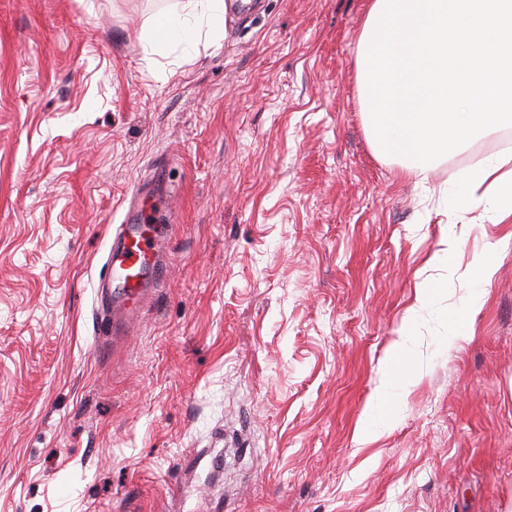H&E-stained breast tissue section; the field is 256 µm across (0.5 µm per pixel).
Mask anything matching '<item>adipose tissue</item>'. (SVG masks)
Segmentation results:
<instances>
[{"instance_id": "obj_1", "label": "adipose tissue", "mask_w": 512, "mask_h": 512, "mask_svg": "<svg viewBox=\"0 0 512 512\" xmlns=\"http://www.w3.org/2000/svg\"><path fill=\"white\" fill-rule=\"evenodd\" d=\"M226 4L224 0H177L171 8L156 13L145 35L151 50L176 45L185 53H195L202 37L218 38L224 29ZM446 200L451 208L479 207L493 223L512 220V146L502 147L472 167L464 181L450 189ZM463 241L455 231H448L439 242V248L427 260L425 268L416 275L415 302L403 320L404 338L412 336L419 320L430 313L444 280L449 259L462 247ZM477 275L463 303V314L444 327L445 342L452 343L470 328L474 313L482 302L481 287L489 283L497 264L491 253L476 258ZM414 379L399 380L396 372H389L380 384L376 404L366 416L361 437L368 438L389 425L395 417V400L404 398Z\"/></svg>"}]
</instances>
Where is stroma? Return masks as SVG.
I'll return each mask as SVG.
<instances>
[{
	"label": "stroma",
	"instance_id": "1",
	"mask_svg": "<svg viewBox=\"0 0 512 512\" xmlns=\"http://www.w3.org/2000/svg\"><path fill=\"white\" fill-rule=\"evenodd\" d=\"M174 2L0 0V512H512V223L459 212L448 293L400 336L446 230L425 204L512 126L419 187L366 132L368 0L231 5L219 45L146 58ZM139 183L170 275L104 336L98 274ZM399 341L421 379L363 442ZM495 249L496 247L492 250L486 251L475 260L477 275L473 281V286L463 303L464 313L461 315V318H455L449 324L448 321L445 322L444 332L441 336H444L445 344L448 342V348L453 346L455 340L459 336L468 334L465 332V329H470L473 314L481 306V285L489 283L497 271V264L492 257Z\"/></svg>",
	"mask_w": 512,
	"mask_h": 512
}]
</instances>
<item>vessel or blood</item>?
I'll return each instance as SVG.
<instances>
[{"label": "vessel or blood", "instance_id": "obj_1", "mask_svg": "<svg viewBox=\"0 0 512 512\" xmlns=\"http://www.w3.org/2000/svg\"><path fill=\"white\" fill-rule=\"evenodd\" d=\"M160 239V233L148 232L138 211H127L99 272L104 333L133 328L145 302L163 283L166 266L160 259Z\"/></svg>", "mask_w": 512, "mask_h": 512}]
</instances>
